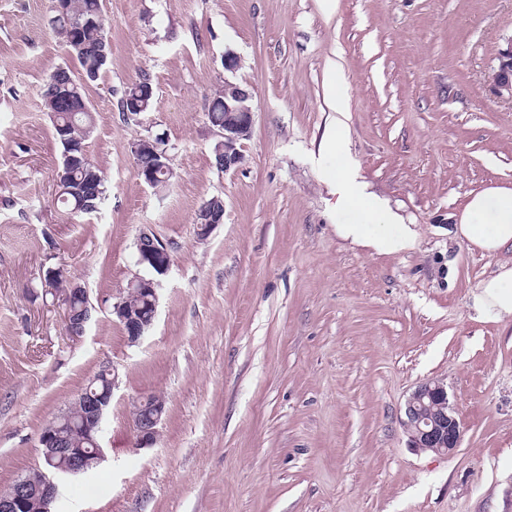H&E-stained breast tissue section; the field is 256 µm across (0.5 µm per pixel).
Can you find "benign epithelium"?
Instances as JSON below:
<instances>
[{
    "label": "benign epithelium",
    "instance_id": "benign-epithelium-1",
    "mask_svg": "<svg viewBox=\"0 0 512 512\" xmlns=\"http://www.w3.org/2000/svg\"><path fill=\"white\" fill-rule=\"evenodd\" d=\"M496 59L498 66L491 75V82L499 91H505L512 96V38L498 48ZM224 89V127L218 129L221 140L216 143L214 153L223 159L220 169L227 173L238 169L244 163L240 144L251 134L253 111L249 89L227 79L224 80ZM57 137L65 146L63 171L59 175L62 179L70 178L76 170L84 168L87 156L83 147L74 142L68 127L57 126ZM145 148L162 158L159 170H169V164L165 162L167 149L161 138L153 141L142 139L135 143L133 155H138ZM200 212L206 216V220L199 225L198 235L201 238L206 237L213 226L224 223V210L210 201L203 204ZM136 247L137 264L151 266L152 272L157 275L168 270L170 253L167 246L154 235L141 233ZM156 286L155 279L144 276H137L128 283L127 290L130 294L147 295L148 312L145 314L134 310L126 296L112 305V313L121 321L129 341L133 344L139 342L154 324L158 304ZM82 309V317L75 321L69 307H64L65 330L72 338H79L84 334L91 317V305H84ZM112 395L111 386L100 390L88 388L75 399L81 413V429L86 441L91 443L100 458L103 457V448L100 446L102 423ZM165 409L166 401L160 396L148 400L141 398L133 403L132 426L136 447L146 448L156 444ZM403 423L410 446L418 451L447 455L459 447L462 437L461 421L450 402L444 383L439 379H429L415 388L406 403ZM39 445L43 455L49 459L59 458L71 474L85 472L86 459L82 452L72 449L56 424H49L42 430ZM33 485L38 487V491H31ZM60 495V484L46 475L37 480L31 476L21 477L8 489L0 491V512H52Z\"/></svg>",
    "mask_w": 512,
    "mask_h": 512
}]
</instances>
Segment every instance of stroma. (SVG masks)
<instances>
[{"instance_id": "obj_1", "label": "stroma", "mask_w": 512, "mask_h": 512, "mask_svg": "<svg viewBox=\"0 0 512 512\" xmlns=\"http://www.w3.org/2000/svg\"><path fill=\"white\" fill-rule=\"evenodd\" d=\"M53 15V0H0V490L41 465L43 427L109 366L104 459L63 479L56 512H512V324L473 309L512 253L451 233L474 194L512 188V96L488 78L512 0H104L112 59L85 91L107 193L79 216L57 201L43 106L57 68L81 71ZM144 76L151 111L123 116ZM227 80L251 91L254 123L224 173L207 108ZM331 129L347 149L320 155ZM148 136L174 172L159 191L131 152ZM350 169L411 247L338 234L350 215L326 173ZM214 196L224 222L202 239ZM145 231L171 262L132 344L112 306L147 273ZM59 265L93 305L76 340L42 295ZM431 378L462 422L447 455L411 448L402 424ZM153 393L166 413L139 448L130 409Z\"/></svg>"}]
</instances>
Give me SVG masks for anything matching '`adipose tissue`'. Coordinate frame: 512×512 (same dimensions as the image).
Masks as SVG:
<instances>
[{
    "label": "adipose tissue",
    "instance_id": "obj_1",
    "mask_svg": "<svg viewBox=\"0 0 512 512\" xmlns=\"http://www.w3.org/2000/svg\"><path fill=\"white\" fill-rule=\"evenodd\" d=\"M330 185L338 207L351 214L348 223L336 227L341 236L383 252L400 251L415 239L410 226L398 223L387 206L365 193L355 173L345 172ZM453 233L489 256L512 252V189L495 188L475 194ZM473 305L481 316L499 322L512 320V264H498L481 282Z\"/></svg>",
    "mask_w": 512,
    "mask_h": 512
}]
</instances>
